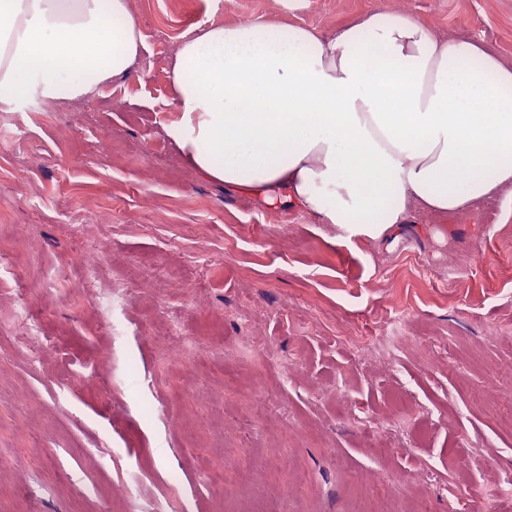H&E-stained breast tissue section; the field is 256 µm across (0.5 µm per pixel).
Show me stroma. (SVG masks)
Instances as JSON below:
<instances>
[{
    "instance_id": "1",
    "label": "stroma",
    "mask_w": 512,
    "mask_h": 512,
    "mask_svg": "<svg viewBox=\"0 0 512 512\" xmlns=\"http://www.w3.org/2000/svg\"><path fill=\"white\" fill-rule=\"evenodd\" d=\"M132 11L151 77L61 112L0 105V512H352L361 481L476 512L512 472L497 416L512 386L492 375L512 372V198L416 212L399 239L354 249L202 179L166 132L169 72L187 29L276 18L331 34L388 11L512 60V0Z\"/></svg>"
}]
</instances>
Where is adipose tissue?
<instances>
[{
	"label": "adipose tissue",
	"instance_id": "obj_1",
	"mask_svg": "<svg viewBox=\"0 0 512 512\" xmlns=\"http://www.w3.org/2000/svg\"><path fill=\"white\" fill-rule=\"evenodd\" d=\"M143 33L130 0H0V104L74 100L124 76ZM168 133L205 180L289 205L352 245L512 196V62L375 12L327 35L213 23L170 70Z\"/></svg>",
	"mask_w": 512,
	"mask_h": 512
}]
</instances>
